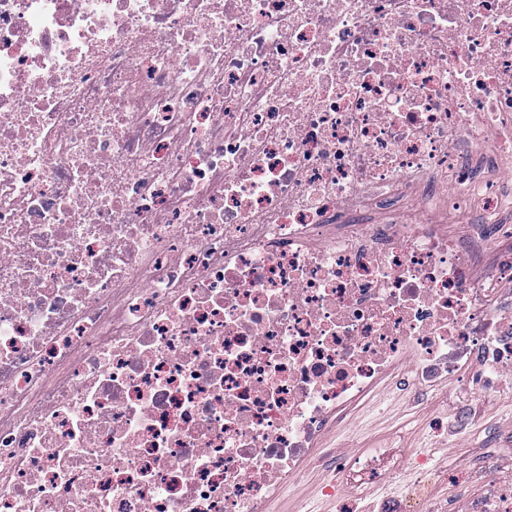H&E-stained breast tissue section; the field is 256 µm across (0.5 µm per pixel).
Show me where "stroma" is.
Instances as JSON below:
<instances>
[{"instance_id": "35a3bbf8", "label": "stroma", "mask_w": 512, "mask_h": 512, "mask_svg": "<svg viewBox=\"0 0 512 512\" xmlns=\"http://www.w3.org/2000/svg\"><path fill=\"white\" fill-rule=\"evenodd\" d=\"M448 401L467 409L461 427L449 428L447 435L432 432L433 406L414 408L399 391H382L358 409L353 424L328 432L327 441L340 454L352 448H371L407 440L414 448L431 449L434 469L466 474L469 493H480L488 476L512 479V386L490 400L479 399L471 390L453 386ZM325 475L310 467L295 484L284 489L274 501V512H336L333 497L323 492Z\"/></svg>"}]
</instances>
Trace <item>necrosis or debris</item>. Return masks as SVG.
I'll return each mask as SVG.
<instances>
[{
	"label": "necrosis or debris",
	"instance_id": "necrosis-or-debris-1",
	"mask_svg": "<svg viewBox=\"0 0 512 512\" xmlns=\"http://www.w3.org/2000/svg\"><path fill=\"white\" fill-rule=\"evenodd\" d=\"M511 179L512 0H0V512H512L324 444L512 382ZM324 472L318 466L310 467L295 484L284 489L272 504V512H296L313 510L314 512H336L333 497L323 492Z\"/></svg>",
	"mask_w": 512,
	"mask_h": 512
}]
</instances>
